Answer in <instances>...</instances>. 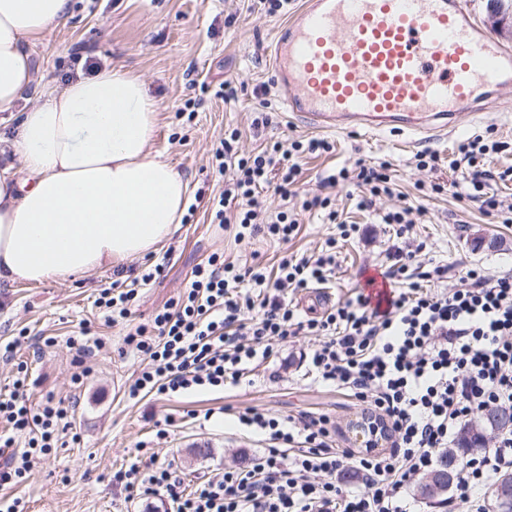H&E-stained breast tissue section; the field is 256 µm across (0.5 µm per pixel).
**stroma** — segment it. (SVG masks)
<instances>
[{
    "instance_id": "35a3bbf8",
    "label": "stroma",
    "mask_w": 512,
    "mask_h": 512,
    "mask_svg": "<svg viewBox=\"0 0 512 512\" xmlns=\"http://www.w3.org/2000/svg\"><path fill=\"white\" fill-rule=\"evenodd\" d=\"M301 6V0H293L287 13L270 15L250 9L248 0H70L67 21L32 46L35 83L19 111L41 102L43 90L82 75L86 61L96 62L102 70L121 66L134 71L145 78L159 105L152 150L189 183L192 217L157 250L123 265L125 273L137 275L146 264H167L164 280L140 288L135 321H147L177 298L192 269L216 252L229 261L259 262L272 270L285 254L317 255L328 239H335L336 271L328 287L337 302L359 293L368 273L389 267L390 253L399 247L425 244V263L446 266V273L426 284L434 293L451 288L459 270L467 267H480L488 275L512 270V223H500L486 205L491 196L512 200V176L506 174L512 167V84L499 89L496 107L464 115L445 136L414 141L389 133L326 132L304 126L283 103L270 51L275 31ZM227 80L243 86L237 99L229 102L216 95ZM190 100L196 103L191 119L182 114ZM265 104L276 118L258 139L250 124L254 112ZM228 126L241 130L236 148L242 154L260 149L266 141L309 137L332 141L333 153L302 159L301 189H316L322 177L356 159H386L394 166L403 196L381 198L374 209L360 211L353 201L357 187L344 182L331 196L336 209L354 223L351 236H342L338 225L324 223L320 216L305 214L298 235L288 243L263 235L236 239L234 229L212 224L208 211L209 197L224 188V179L212 172L209 158ZM485 132L507 148L489 159L493 178L483 191L458 198L450 187L460 181V173L445 165L434 171L416 165L417 153L428 150L445 158L460 141ZM433 182L448 185V192L423 197L422 188ZM405 200L423 205L427 214L422 223L399 236L394 225L379 223L378 215ZM480 236L495 239V246L475 247ZM113 279L112 268L104 267L65 280L0 282V394L8 392L17 363L26 361L32 379L27 392L31 404H40L49 394L76 404L71 423L77 442L53 449L50 456L34 461L21 483L0 490L2 496L19 499L23 512H168L169 501L158 496L126 499L113 485V473L153 458L172 463L190 485L212 469L245 464L267 445L263 436L239 427L237 413L248 407L275 416L327 412L336 422L339 446L357 448L349 425L367 408L311 383L304 358L317 347L315 336L300 335L275 346L271 358L252 364L247 382L224 391L129 398L127 388L145 363L122 353L124 323H106L94 304ZM84 324L104 345L91 361L90 375L78 384L76 350L70 339ZM19 334L29 336L30 344L6 352V344ZM44 337L50 338V345L34 355L32 342ZM207 408L216 411L211 420L191 418V411ZM161 428L167 431L162 438L157 435Z\"/></svg>"
}]
</instances>
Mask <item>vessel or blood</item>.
<instances>
[{
  "label": "vessel or blood",
  "mask_w": 512,
  "mask_h": 512,
  "mask_svg": "<svg viewBox=\"0 0 512 512\" xmlns=\"http://www.w3.org/2000/svg\"><path fill=\"white\" fill-rule=\"evenodd\" d=\"M274 54L288 110L323 130L445 132L512 83L466 0H307Z\"/></svg>",
  "instance_id": "obj_1"
}]
</instances>
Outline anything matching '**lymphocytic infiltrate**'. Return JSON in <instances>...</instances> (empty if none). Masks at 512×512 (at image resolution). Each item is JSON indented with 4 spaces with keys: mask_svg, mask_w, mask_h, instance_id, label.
<instances>
[{
    "mask_svg": "<svg viewBox=\"0 0 512 512\" xmlns=\"http://www.w3.org/2000/svg\"><path fill=\"white\" fill-rule=\"evenodd\" d=\"M239 136L238 129H225L211 154L213 168L225 177L211 204V221L234 225L237 238L264 234L288 241L297 235L303 212L340 223L330 191L341 181L358 187L360 210L399 193L389 162L362 158L323 177L318 191L299 192L300 157L333 152L330 141H274L241 155L234 148ZM498 148L476 134L461 141L449 161L423 152L416 162L431 170L447 163L461 171L463 186L479 191L490 175L485 160ZM269 189L282 201L278 211H268L261 200ZM416 257L413 250L392 254L387 277L396 288L386 308L371 306L360 294L302 319L288 304L289 289L327 283L335 254L282 257L274 278L261 264L240 266L214 254L193 269L176 299L148 322L131 326L123 338L125 351L148 362L128 388L134 399L239 385L250 365L269 357L273 342L300 334L319 337L308 377L368 406L396 434L392 447H338L336 425L326 413L278 419L250 407L238 414V422L263 434L269 446L249 465L216 469L189 488L171 465L152 461L116 472L113 482L130 498L165 497L176 512H410L405 490L443 452L457 447L472 415L512 409V273L489 276L468 268L459 271L448 292L428 293L407 275ZM164 273L160 263L145 271L137 286L116 280L102 289L97 303L106 320L128 318L139 287ZM27 379L26 370H19L9 395L0 398V449L7 452L0 463L1 487L19 482L33 459L49 455L71 427L62 402L50 396L37 406L27 402ZM20 437L25 448L19 452ZM506 469H512L510 429L497 432L480 452L464 455L445 507L487 512L477 491ZM347 470L362 476L361 487L339 485Z\"/></svg>",
    "mask_w": 512,
    "mask_h": 512,
    "instance_id": "lymphocytic-infiltrate-1",
    "label": "lymphocytic infiltrate"
}]
</instances>
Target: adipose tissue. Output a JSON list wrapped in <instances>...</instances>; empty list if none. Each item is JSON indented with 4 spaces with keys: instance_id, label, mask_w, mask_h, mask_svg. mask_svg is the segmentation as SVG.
<instances>
[{
    "instance_id": "ef3b65f1",
    "label": "adipose tissue",
    "mask_w": 512,
    "mask_h": 512,
    "mask_svg": "<svg viewBox=\"0 0 512 512\" xmlns=\"http://www.w3.org/2000/svg\"><path fill=\"white\" fill-rule=\"evenodd\" d=\"M69 0H0V112H16L0 166V281L40 283L155 250L180 224L188 183L151 150L159 106L121 67L50 90L25 112L28 45L68 17Z\"/></svg>"
}]
</instances>
